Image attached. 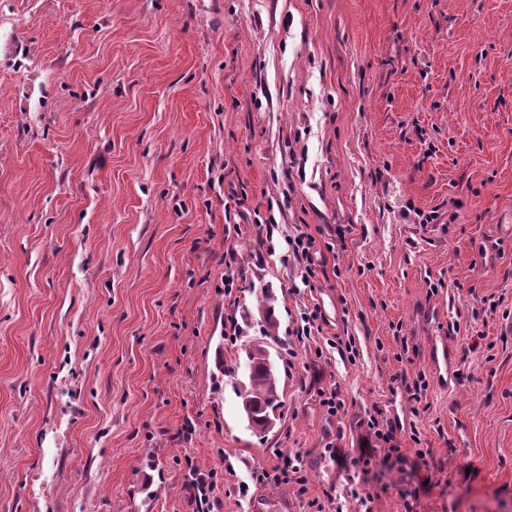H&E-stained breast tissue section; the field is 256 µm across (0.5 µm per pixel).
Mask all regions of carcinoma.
I'll use <instances>...</instances> for the list:
<instances>
[{"mask_svg": "<svg viewBox=\"0 0 512 512\" xmlns=\"http://www.w3.org/2000/svg\"><path fill=\"white\" fill-rule=\"evenodd\" d=\"M263 336L247 342L242 348L245 359L235 360L233 366L220 372L235 380L233 388L241 399L243 411L252 416L255 425L262 427L279 407V381L270 362L269 344L277 340L278 321L274 309L265 307ZM243 378H238L240 368Z\"/></svg>", "mask_w": 512, "mask_h": 512, "instance_id": "1", "label": "carcinoma"}]
</instances>
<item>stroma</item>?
<instances>
[{"instance_id":"stroma-1","label":"stroma","mask_w":512,"mask_h":512,"mask_svg":"<svg viewBox=\"0 0 512 512\" xmlns=\"http://www.w3.org/2000/svg\"><path fill=\"white\" fill-rule=\"evenodd\" d=\"M265 288L261 435L215 380ZM192 465L215 512H512V0H0V512H194ZM315 239L304 232L297 233L288 238V250L283 255V261H292L299 267V277L303 285L308 286L311 281L321 274L326 276V270L321 265H316L313 259V247ZM319 321H322V313L319 306L314 305L311 307H305L299 314L297 319L296 327L293 331L294 336L299 343H304V340L310 339L311 336H315L316 333H321V325Z\"/></svg>"}]
</instances>
